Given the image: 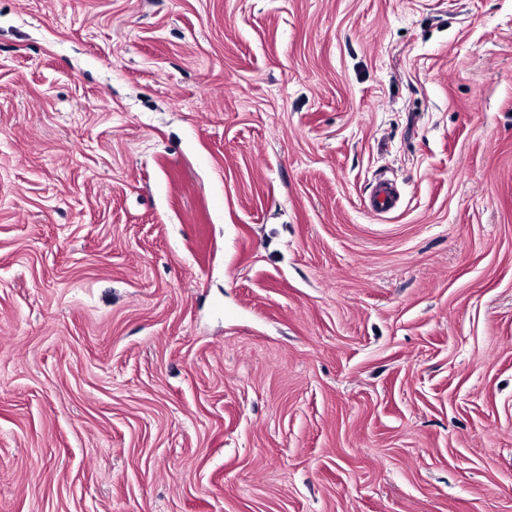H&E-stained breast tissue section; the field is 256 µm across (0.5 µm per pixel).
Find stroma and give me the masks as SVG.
I'll return each mask as SVG.
<instances>
[{
  "mask_svg": "<svg viewBox=\"0 0 512 512\" xmlns=\"http://www.w3.org/2000/svg\"><path fill=\"white\" fill-rule=\"evenodd\" d=\"M0 512H512V0H0ZM396 204L395 188L386 178L379 179L374 185L368 199L367 207L377 213H385Z\"/></svg>",
  "mask_w": 512,
  "mask_h": 512,
  "instance_id": "1",
  "label": "stroma"
}]
</instances>
